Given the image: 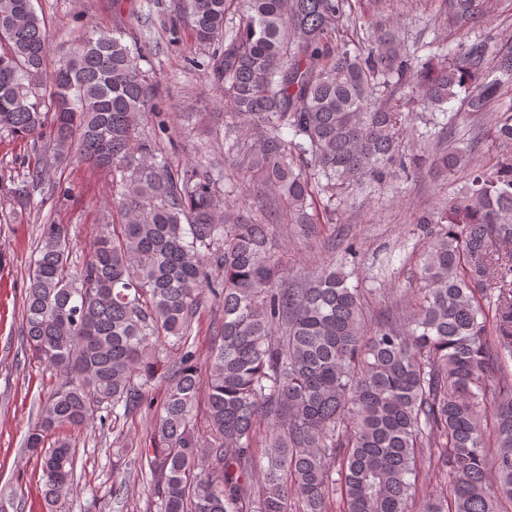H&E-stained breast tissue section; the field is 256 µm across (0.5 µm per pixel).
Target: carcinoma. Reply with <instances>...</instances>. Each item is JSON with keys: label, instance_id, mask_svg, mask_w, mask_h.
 <instances>
[{"label": "carcinoma", "instance_id": "obj_1", "mask_svg": "<svg viewBox=\"0 0 512 512\" xmlns=\"http://www.w3.org/2000/svg\"><path fill=\"white\" fill-rule=\"evenodd\" d=\"M381 0H182L164 15L177 39L191 26L208 49L229 119L232 160L314 236L336 223L348 187L367 189L426 164L465 172L466 191L421 215L434 226L420 258L422 298L403 324L365 321L348 275L325 266L290 287L271 249L269 216L228 200L212 162L173 167L157 81L137 37L96 33L50 57L34 0H0V130L45 139L112 175L121 222L69 271L65 224L42 226L23 297L24 346L55 388L26 439L42 453L43 494L61 512L73 492L75 447L61 436L155 409L150 447L130 466L150 474L146 512H505L512 504V157L489 168L448 143L406 154L405 122L428 144L444 105L490 119L512 142V42L466 35L482 0H443L461 32L426 61L381 27ZM363 20L368 47L349 48ZM409 89V95L397 96ZM151 131L136 136L145 119ZM222 308L206 366L193 322ZM164 372L165 392L153 390ZM209 430H196L199 399ZM493 403L492 429L482 404ZM495 452H490V449ZM449 481L422 495L419 476Z\"/></svg>", "mask_w": 512, "mask_h": 512}]
</instances>
